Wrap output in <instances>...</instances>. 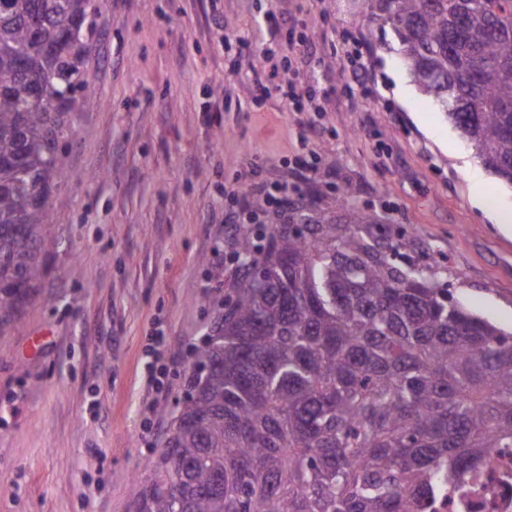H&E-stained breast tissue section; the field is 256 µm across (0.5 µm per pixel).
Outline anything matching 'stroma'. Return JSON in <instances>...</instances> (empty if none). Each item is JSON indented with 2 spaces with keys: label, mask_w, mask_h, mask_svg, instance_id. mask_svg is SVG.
Masks as SVG:
<instances>
[{
  "label": "stroma",
  "mask_w": 512,
  "mask_h": 512,
  "mask_svg": "<svg viewBox=\"0 0 512 512\" xmlns=\"http://www.w3.org/2000/svg\"><path fill=\"white\" fill-rule=\"evenodd\" d=\"M69 113L44 275L0 333V512H130V482L166 437L189 371L238 271L213 238L229 192L288 184L299 230L372 214L361 233L408 239L473 312L512 331V185L422 95L367 0H99ZM305 39H269L267 15ZM252 42L239 53L225 35ZM315 105L259 98L261 49ZM313 158L310 181L292 179ZM483 205H476L475 194ZM181 350L142 378L157 332Z\"/></svg>",
  "instance_id": "35a3bbf8"
}]
</instances>
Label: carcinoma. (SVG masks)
<instances>
[{
	"label": "carcinoma",
	"mask_w": 512,
	"mask_h": 512,
	"mask_svg": "<svg viewBox=\"0 0 512 512\" xmlns=\"http://www.w3.org/2000/svg\"><path fill=\"white\" fill-rule=\"evenodd\" d=\"M420 91L512 184V0H369ZM97 0H0V332L43 276ZM41 82L57 101L33 103ZM346 223L248 231L133 512H423L512 448V336ZM265 267L258 285L251 266Z\"/></svg>",
	"instance_id": "1"
}]
</instances>
